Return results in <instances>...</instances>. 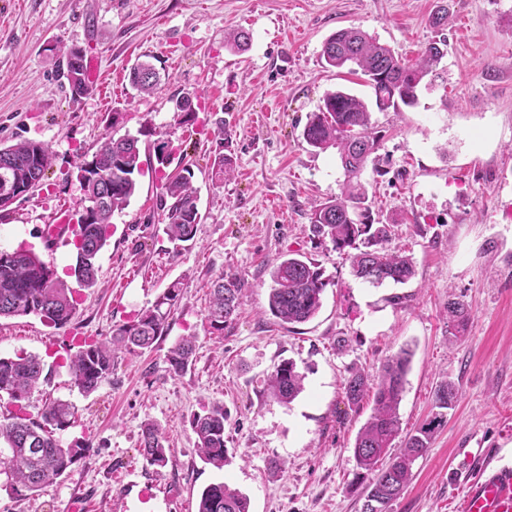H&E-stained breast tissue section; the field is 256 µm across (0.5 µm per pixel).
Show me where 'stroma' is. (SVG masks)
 <instances>
[{"label": "stroma", "mask_w": 512, "mask_h": 512, "mask_svg": "<svg viewBox=\"0 0 512 512\" xmlns=\"http://www.w3.org/2000/svg\"><path fill=\"white\" fill-rule=\"evenodd\" d=\"M448 8L441 78L417 105L373 112L380 139L362 180L373 216L390 229L417 275L374 287L356 279L346 253L313 240L314 204L339 195L344 180L335 149L302 140L327 92L373 102L363 76L325 68L320 53L337 30L358 26L415 63L434 38L430 16ZM251 35L247 50L224 44L228 32ZM97 57L100 77L72 101L62 74L65 51ZM138 61L159 72L158 90L140 94L128 73ZM191 97L197 134L184 138L175 102ZM224 130L230 176L211 159ZM132 134L148 149L160 137L180 144L194 172L201 222L196 242L173 251L159 206L161 180L144 166L129 205L112 217L98 257V285L78 286L67 272L75 248L48 250L41 229L82 195L77 167L109 134ZM47 144L53 163L43 185L0 210V249L30 246L75 288L79 311L64 328L29 315L0 319V355L25 351L45 362V380L28 401L75 407L63 442L92 447L53 483L19 497L0 476V512H196L201 490L225 481L250 499V512H360L367 484L353 457L371 397L350 408L344 381L368 378L400 347L413 351L398 408L402 435L435 412L443 381L458 389L414 478L389 512H452L459 463L478 449L512 459V0H0V144ZM305 251L330 283L309 322L286 328L268 311L270 271L289 250ZM245 281L241 305L222 334L207 307L212 280ZM183 292L169 329L140 355L117 352L112 375L91 394L75 386L67 341L109 338L152 306L172 282ZM470 316L459 340L448 337L449 300ZM197 338L187 372L169 374L165 357L183 336ZM284 359L304 376L287 406L267 395L265 379ZM228 413L230 462L205 465L190 427L201 404ZM158 425L165 467L147 466L143 424Z\"/></svg>", "instance_id": "1"}]
</instances>
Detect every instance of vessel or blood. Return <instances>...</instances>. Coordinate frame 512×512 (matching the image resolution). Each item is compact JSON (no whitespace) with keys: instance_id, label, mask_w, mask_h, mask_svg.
I'll return each instance as SVG.
<instances>
[{"instance_id":"obj_1","label":"vessel or blood","mask_w":512,"mask_h":512,"mask_svg":"<svg viewBox=\"0 0 512 512\" xmlns=\"http://www.w3.org/2000/svg\"><path fill=\"white\" fill-rule=\"evenodd\" d=\"M72 226L67 211H60L54 223L43 231L47 243L69 237ZM462 495L454 512H512V462L481 456L470 457L459 472Z\"/></svg>"}]
</instances>
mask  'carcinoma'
<instances>
[{
	"mask_svg": "<svg viewBox=\"0 0 512 512\" xmlns=\"http://www.w3.org/2000/svg\"><path fill=\"white\" fill-rule=\"evenodd\" d=\"M448 7L441 6L432 18L438 38L423 50L418 62L408 65L392 49L365 31L343 28L323 44L321 59L338 70L348 69L365 76L373 90L375 106L386 112L418 103L421 87L432 84L435 67L444 56L447 37ZM85 55L77 48L66 53V79L70 96L78 100L91 92L85 73ZM129 82L143 94L157 90L159 75L155 68L140 63L130 69ZM303 141L314 150H337L344 171L340 196L324 201L311 213L310 231L319 239H330L335 248H349L352 275L374 287L392 281L404 284L415 274L412 257L398 248L386 246L389 225L375 222L361 175L369 157L377 150L378 137L371 120V110L362 98L337 90L326 94L318 111L309 115L302 131ZM95 169L80 181L83 195L79 206L94 200L99 204L95 220L79 225L81 242L76 246L74 278L87 288L97 283V258L109 238L112 215L125 209L133 196L143 162L139 139L129 134L107 135L93 155ZM52 152L48 145L19 140L0 146V193L6 190L27 193L41 185L50 168ZM193 173L184 166L166 177L162 184L164 233L174 249L195 242L201 216L198 196L192 185ZM272 287L268 311L281 324H302L312 319L322 305V295L329 280L314 261L299 253L279 256L270 272ZM244 280L225 272L211 283V301L207 320L210 328L224 331L233 321L240 305ZM182 293L181 282L171 283L153 305L130 322L118 326L105 340L83 342L70 357L69 370L74 383L85 394L94 392L112 375L114 353L126 350L142 352L153 346L167 330L172 309ZM78 301L74 292L30 248L9 252L0 250V318L34 315L55 328H63L76 317ZM448 334L457 338L464 332L469 311L459 301L448 302ZM196 337L184 336L168 351L167 371L181 374L193 364ZM411 351L402 348L383 364L373 393V413L358 431L353 456L357 468L368 479L369 492L362 512H388V505L413 479L412 467L422 456L432 437L434 420L406 437L400 453L387 457L400 433L398 407L405 388ZM44 370L43 360L32 354L0 356V401L6 414L0 419V475H6L9 488L25 497L60 478L92 448L88 441L64 443L56 432L73 423L74 411L67 401L46 403L34 418L27 402L37 388ZM268 394L287 406L303 391V375L291 360H283L267 376ZM368 386L366 377L353 373L345 383L350 404L356 405ZM458 390L444 382L435 391V407L450 409ZM224 404L211 402L192 414L190 426L202 460L217 470L228 461L224 444ZM140 453L146 464L163 467L167 448L159 428L143 425ZM197 512H250V500L239 490L220 481L206 486L199 496Z\"/></svg>",
	"mask_w": 512,
	"mask_h": 512,
	"instance_id": "cac0c4a2",
	"label": "carcinoma"
}]
</instances>
